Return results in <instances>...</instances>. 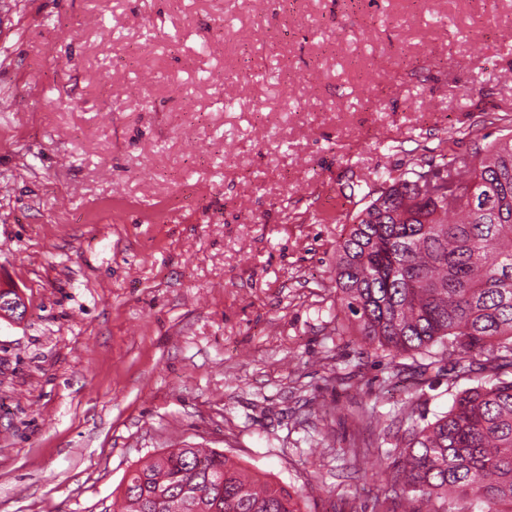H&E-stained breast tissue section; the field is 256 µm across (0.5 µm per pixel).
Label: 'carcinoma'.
<instances>
[{
	"label": "carcinoma",
	"mask_w": 512,
	"mask_h": 512,
	"mask_svg": "<svg viewBox=\"0 0 512 512\" xmlns=\"http://www.w3.org/2000/svg\"><path fill=\"white\" fill-rule=\"evenodd\" d=\"M435 178L433 197L418 183ZM357 212L336 244V335L395 359L436 345L448 380L473 385L408 429L380 512H512V136L436 171L415 162ZM302 512L303 493L261 479L212 448H169L132 470L120 512Z\"/></svg>",
	"instance_id": "obj_1"
}]
</instances>
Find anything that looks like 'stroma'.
Listing matches in <instances>:
<instances>
[{"mask_svg":"<svg viewBox=\"0 0 512 512\" xmlns=\"http://www.w3.org/2000/svg\"><path fill=\"white\" fill-rule=\"evenodd\" d=\"M508 134L512 0H0V512H113L187 445L374 512L456 388L337 336L336 243Z\"/></svg>","mask_w":512,"mask_h":512,"instance_id":"35a3bbf8","label":"stroma"}]
</instances>
